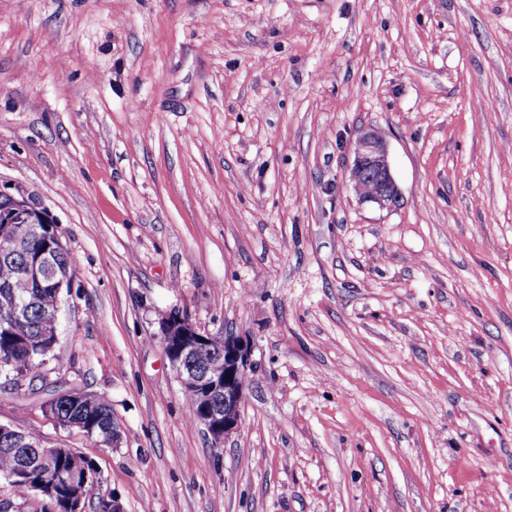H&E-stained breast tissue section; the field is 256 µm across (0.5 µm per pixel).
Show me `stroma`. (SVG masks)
<instances>
[{
  "label": "stroma",
  "mask_w": 512,
  "mask_h": 512,
  "mask_svg": "<svg viewBox=\"0 0 512 512\" xmlns=\"http://www.w3.org/2000/svg\"><path fill=\"white\" fill-rule=\"evenodd\" d=\"M368 128L391 209L347 184ZM0 190L74 273L0 423L124 512H512V0H0ZM173 309L251 348L222 448ZM56 388L116 443L47 417ZM53 392H55L52 394V397L54 400L56 399V407L52 399L45 401L43 404V411L47 416L57 422L55 419L57 414L60 425L63 427H70L67 425L68 420L79 422V425L74 427L103 445H109L114 442L112 434V409L105 398L83 392V401L75 404L66 397L68 392L56 389ZM56 463L58 470L76 472L80 479L83 477L87 478V486L90 491L97 496V504L100 505L99 499L105 497L107 494H102L104 491L102 490L103 481L101 478V472L98 470L92 459L81 454H72L59 456Z\"/></svg>",
  "instance_id": "obj_1"
}]
</instances>
